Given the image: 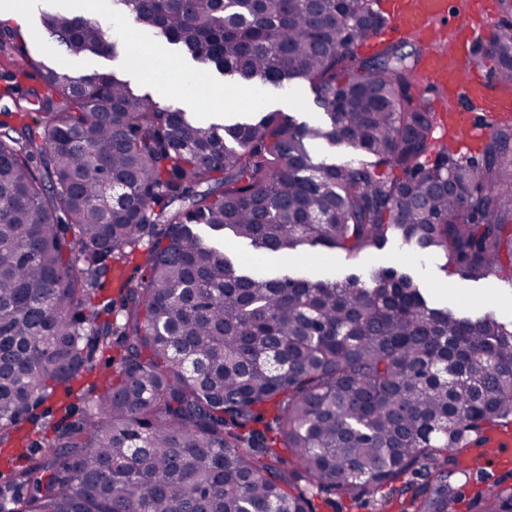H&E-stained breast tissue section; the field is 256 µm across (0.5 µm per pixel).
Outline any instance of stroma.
Wrapping results in <instances>:
<instances>
[{
	"label": "stroma",
	"mask_w": 512,
	"mask_h": 512,
	"mask_svg": "<svg viewBox=\"0 0 512 512\" xmlns=\"http://www.w3.org/2000/svg\"><path fill=\"white\" fill-rule=\"evenodd\" d=\"M56 3L57 0H30L26 19L20 28L31 53L48 66L65 65L77 76L85 74L91 66L114 71L137 90L151 93L166 104L199 114L208 122H221L224 113L236 112L245 106L256 110H280L294 116L300 123L312 124L323 116L309 86H301L290 98L273 92L264 96L251 93L237 98L229 92V77L180 54L164 38L139 29L133 33L134 38L143 44L139 56L122 53L115 58L98 57L91 63L80 57L68 56L40 19L41 12L53 8ZM356 266L367 269L405 268L418 275L423 287L439 302H453L461 312L469 315L479 313L489 305L499 318L512 319L511 284L494 277L473 282L446 275L439 260L420 264L412 250L399 247L393 241L383 249L354 260L338 251L308 246L288 258L289 269H304L315 276L347 271Z\"/></svg>",
	"instance_id": "1"
}]
</instances>
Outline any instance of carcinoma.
I'll use <instances>...</instances> for the list:
<instances>
[{
  "mask_svg": "<svg viewBox=\"0 0 512 512\" xmlns=\"http://www.w3.org/2000/svg\"><path fill=\"white\" fill-rule=\"evenodd\" d=\"M113 4L256 87L308 83L325 118L207 125L48 68L0 22V455L27 460L0 512H318L379 490L400 512H512L511 475L468 498L460 461L512 427V321L435 307L396 267L243 271L199 232L255 260L398 239L512 282V118L476 155L437 145L423 51L357 52L386 23L372 0ZM42 22L71 56L119 53L80 16ZM487 56L512 87L511 27Z\"/></svg>",
  "mask_w": 512,
  "mask_h": 512,
  "instance_id": "cac0c4a2",
  "label": "carcinoma"
}]
</instances>
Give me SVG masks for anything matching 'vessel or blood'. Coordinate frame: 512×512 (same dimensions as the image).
Segmentation results:
<instances>
[{
  "instance_id": "b4317fda",
  "label": "vessel or blood",
  "mask_w": 512,
  "mask_h": 512,
  "mask_svg": "<svg viewBox=\"0 0 512 512\" xmlns=\"http://www.w3.org/2000/svg\"><path fill=\"white\" fill-rule=\"evenodd\" d=\"M390 32L404 38H433L437 27L450 29L453 45L426 52L423 77L441 90L436 106L441 135L474 143L488 132V123L512 114V88L470 69L474 52L472 24L487 25L492 18L486 0H469L465 11L454 13L448 0H386L383 7Z\"/></svg>"
}]
</instances>
